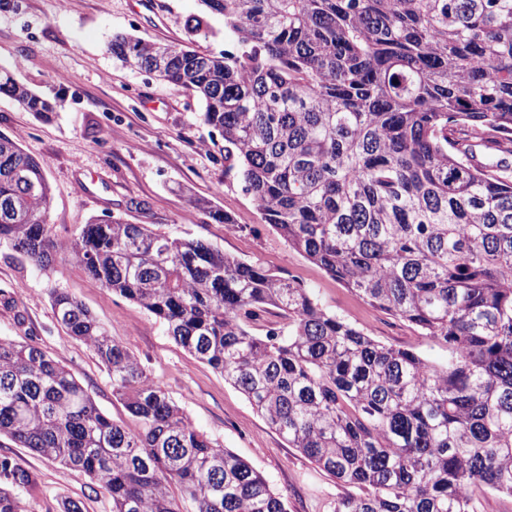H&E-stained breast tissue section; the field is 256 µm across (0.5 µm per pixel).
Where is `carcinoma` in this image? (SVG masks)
<instances>
[{
  "mask_svg": "<svg viewBox=\"0 0 512 512\" xmlns=\"http://www.w3.org/2000/svg\"><path fill=\"white\" fill-rule=\"evenodd\" d=\"M240 50L117 36L123 63L204 104L266 224L446 356L388 346L312 289L199 239L92 218L67 244L42 165L0 133V246L47 273L65 254L153 315L346 488L330 512H476L512 496V0H201ZM0 92L55 104L0 67ZM57 322L106 366L135 422L106 416L34 339L0 337V435L87 474L112 512H288L68 292ZM280 310L283 327L257 333ZM35 475L0 456V512ZM478 512H512V496L488 492L479 497Z\"/></svg>",
  "mask_w": 512,
  "mask_h": 512,
  "instance_id": "cac0c4a2",
  "label": "carcinoma"
}]
</instances>
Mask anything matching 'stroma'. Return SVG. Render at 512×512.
Returning <instances> with one entry per match:
<instances>
[{"label": "stroma", "instance_id": "stroma-1", "mask_svg": "<svg viewBox=\"0 0 512 512\" xmlns=\"http://www.w3.org/2000/svg\"><path fill=\"white\" fill-rule=\"evenodd\" d=\"M202 10L200 0H23L18 12L0 11V66L57 103L51 118L42 120L0 94V132L45 168L52 194L48 222L56 238L68 241L90 218L112 216L201 239L313 288L323 308L385 344L412 341L413 329L369 306L264 223L241 181L225 175L224 140L201 121L196 96L122 64L108 49L113 36L130 34L149 42L191 41L215 53L234 50L220 15L209 17L207 37L189 38L186 21ZM199 200L228 215L234 230L196 208ZM1 288L13 303L0 302V337L34 333L110 418L130 420L112 394L105 365L57 322L50 289L81 301L196 427L250 461L287 498L289 512H329L342 494L335 478L290 448L237 389L176 344L150 313L110 293L67 258L46 275L1 247ZM0 454L37 477L35 487L20 494L25 512H59L65 499L80 502L83 512H112L109 497L85 473L5 436Z\"/></svg>", "mask_w": 512, "mask_h": 512}]
</instances>
